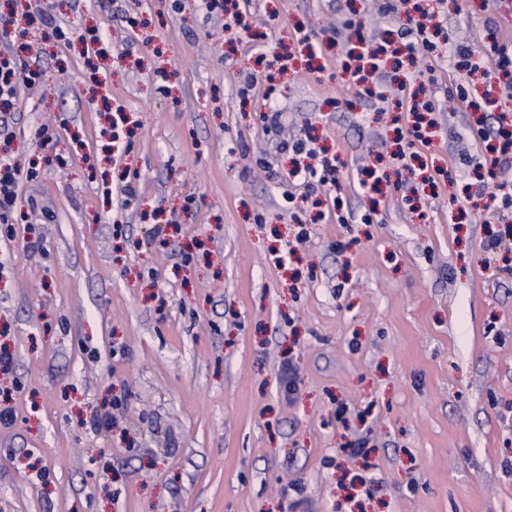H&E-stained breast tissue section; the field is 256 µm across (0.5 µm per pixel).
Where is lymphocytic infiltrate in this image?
<instances>
[{"instance_id":"obj_1","label":"lymphocytic infiltrate","mask_w":512,"mask_h":512,"mask_svg":"<svg viewBox=\"0 0 512 512\" xmlns=\"http://www.w3.org/2000/svg\"><path fill=\"white\" fill-rule=\"evenodd\" d=\"M433 11L414 6L405 11L399 23L398 49H391L389 41L375 40L370 26L363 18L355 16L344 20L343 26L358 41L356 47L348 50V58L357 62L350 73V82L359 97L365 100L387 101L394 99L397 111L431 113L436 109L434 96H420L415 88L416 74H405L397 89H388L381 80V71L391 54L404 55L410 61H422L434 65L448 62L454 71L466 72V79L452 82L448 97L466 104L469 108L496 113L495 123L480 124L476 131L482 141H494L492 154L479 155L474 159L475 169L481 170L492 184L504 206L512 205V182L503 180L505 171L512 169V122L506 115L498 114V100L492 91L476 94L471 87L469 75L482 74L487 81L500 82L502 89H512V38L490 32L487 40L474 47L466 43H457L444 36L441 27L435 21ZM32 22L31 14L24 13L14 20L12 29L0 31V105L11 104L19 96L21 88L38 84L42 80L40 70L19 69L16 57L10 48L13 36H21L27 25Z\"/></svg>"}]
</instances>
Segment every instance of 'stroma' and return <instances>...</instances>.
Returning a JSON list of instances; mask_svg holds the SVG:
<instances>
[{
	"label": "stroma",
	"mask_w": 512,
	"mask_h": 512,
	"mask_svg": "<svg viewBox=\"0 0 512 512\" xmlns=\"http://www.w3.org/2000/svg\"><path fill=\"white\" fill-rule=\"evenodd\" d=\"M425 2L465 43L512 32L481 0ZM380 4L248 0L246 44L201 0H31L104 42L33 23L18 63L43 82L0 120L27 214L0 226V512H512V243L485 249L507 216L458 102L416 147L436 188L364 194L409 115L356 96L337 24L392 38ZM270 67L274 94L240 98ZM305 126L372 223L311 222L278 149Z\"/></svg>",
	"instance_id": "stroma-1"
}]
</instances>
